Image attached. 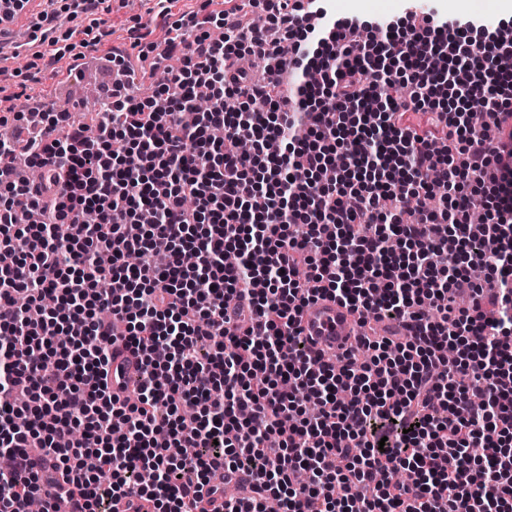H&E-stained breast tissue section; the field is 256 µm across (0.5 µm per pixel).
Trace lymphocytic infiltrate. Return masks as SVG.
Returning <instances> with one entry per match:
<instances>
[{
	"label": "lymphocytic infiltrate",
	"instance_id": "f902f5d3",
	"mask_svg": "<svg viewBox=\"0 0 512 512\" xmlns=\"http://www.w3.org/2000/svg\"><path fill=\"white\" fill-rule=\"evenodd\" d=\"M208 2L94 136L45 111L47 137L0 138V512L47 485L72 512H207L219 470L255 476L222 512H512V27ZM317 291L411 333L325 362L295 330Z\"/></svg>",
	"mask_w": 512,
	"mask_h": 512
}]
</instances>
